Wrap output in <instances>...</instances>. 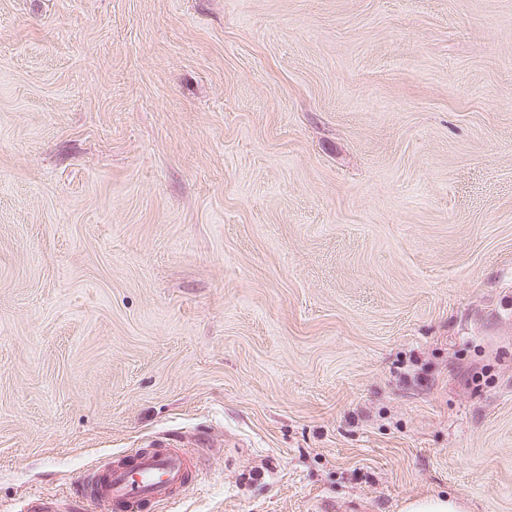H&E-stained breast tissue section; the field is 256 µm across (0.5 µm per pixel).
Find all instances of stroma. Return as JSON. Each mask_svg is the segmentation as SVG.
I'll list each match as a JSON object with an SVG mask.
<instances>
[{"instance_id": "obj_1", "label": "stroma", "mask_w": 512, "mask_h": 512, "mask_svg": "<svg viewBox=\"0 0 512 512\" xmlns=\"http://www.w3.org/2000/svg\"><path fill=\"white\" fill-rule=\"evenodd\" d=\"M157 436L512 512V0H0V512Z\"/></svg>"}]
</instances>
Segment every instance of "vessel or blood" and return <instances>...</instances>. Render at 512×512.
Returning <instances> with one entry per match:
<instances>
[{"label":"vessel or blood","mask_w":512,"mask_h":512,"mask_svg":"<svg viewBox=\"0 0 512 512\" xmlns=\"http://www.w3.org/2000/svg\"><path fill=\"white\" fill-rule=\"evenodd\" d=\"M191 474L179 448H133L112 465L83 476L84 500L94 512H146L158 501H176Z\"/></svg>","instance_id":"b4317fda"}]
</instances>
